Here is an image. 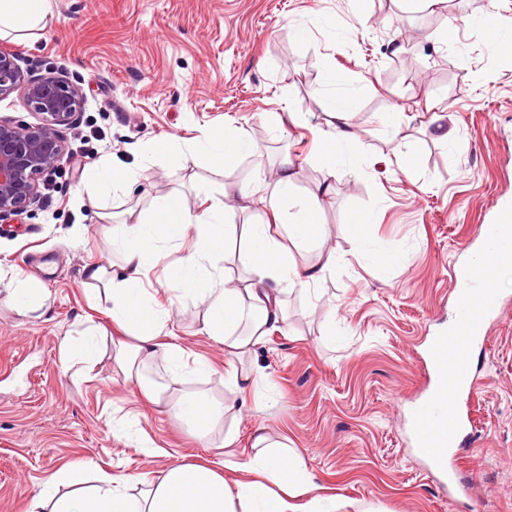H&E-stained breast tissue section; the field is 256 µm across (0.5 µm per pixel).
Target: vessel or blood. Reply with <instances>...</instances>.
I'll use <instances>...</instances> for the list:
<instances>
[{
    "label": "vessel or blood",
    "instance_id": "1",
    "mask_svg": "<svg viewBox=\"0 0 512 512\" xmlns=\"http://www.w3.org/2000/svg\"><path fill=\"white\" fill-rule=\"evenodd\" d=\"M480 237L485 248L482 257L450 270L458 296L456 318L448 329L429 340L431 384L413 403L410 413L416 444L433 472L448 482V497L452 500L462 490L456 487V475L448 468V455L467 425L457 404L463 395L473 394L477 389L472 353L486 336L499 308L489 269L512 261V204L505 203L496 209L490 223L482 225Z\"/></svg>",
    "mask_w": 512,
    "mask_h": 512
}]
</instances>
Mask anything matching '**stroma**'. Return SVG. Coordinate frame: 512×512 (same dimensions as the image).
I'll list each match as a JSON object with an SVG mask.
<instances>
[{
    "label": "stroma",
    "instance_id": "35a3bbf8",
    "mask_svg": "<svg viewBox=\"0 0 512 512\" xmlns=\"http://www.w3.org/2000/svg\"><path fill=\"white\" fill-rule=\"evenodd\" d=\"M52 4L44 30L0 40L22 69L66 75L84 102L63 132L71 156L39 206L0 221V281L33 276L48 294L38 318L0 302V512H25L44 479L74 461L93 478H153L172 463L222 459L233 487L250 478L244 465L259 427L302 457L335 512H512V276L498 278L503 308L473 358L482 386L469 403L470 439L453 451L470 498L449 507L408 422L426 382L427 340L455 314L448 266L478 246L495 205L512 202V55L474 23L489 14L512 30V0H442L432 10L410 0ZM331 69L346 82L328 84ZM334 96L354 98L360 148L331 179L313 158ZM275 110L294 114L284 130L265 123ZM442 126L456 130L459 148L437 140ZM224 127L248 138L253 153L221 172L183 161L186 143ZM398 143L418 147L413 176L398 168ZM287 158L299 166L294 195H319L326 228L294 260L308 268L332 253L336 265L310 289L283 293V326L237 361L260 372L255 386L225 384L224 348L201 332L210 297L182 294L173 276L194 239L167 245L145 272V286L171 309L172 337L212 367L188 377L186 389L228 407L210 435L144 404L114 371L110 340L95 365L66 360L63 341L104 321L109 302L89 296L83 271L120 264L111 225L131 210L149 216L171 194L201 212L242 187L260 199L232 200L225 223H264L267 175ZM112 166L137 170L136 182L109 195L90 189L93 171ZM363 211L373 216L367 237L397 250L396 262L359 257L349 217ZM116 420L131 429L113 432Z\"/></svg>",
    "mask_w": 512,
    "mask_h": 512
}]
</instances>
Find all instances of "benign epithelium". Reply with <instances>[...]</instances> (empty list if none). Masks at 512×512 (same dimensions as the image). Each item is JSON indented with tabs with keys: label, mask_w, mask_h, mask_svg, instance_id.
<instances>
[{
	"label": "benign epithelium",
	"mask_w": 512,
	"mask_h": 512,
	"mask_svg": "<svg viewBox=\"0 0 512 512\" xmlns=\"http://www.w3.org/2000/svg\"><path fill=\"white\" fill-rule=\"evenodd\" d=\"M19 93L41 116L35 125L0 121V219L27 210L41 197L40 180L68 152L61 128L82 109L79 91L61 73L24 77L14 52L0 49V99Z\"/></svg>",
	"instance_id": "benign-epithelium-1"
}]
</instances>
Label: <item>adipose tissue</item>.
<instances>
[{"mask_svg":"<svg viewBox=\"0 0 512 512\" xmlns=\"http://www.w3.org/2000/svg\"><path fill=\"white\" fill-rule=\"evenodd\" d=\"M51 16V0H0V38L30 37L46 28ZM326 109L333 123L331 129L321 132L325 146L314 160L332 178L344 154L355 150L350 124L354 104L349 98H332L327 100ZM252 149L249 139L227 129L205 134L192 143L183 158L188 163L200 158L212 169L221 170ZM296 176L293 162L284 161L268 200L271 208L285 212L286 225L251 224L240 230L225 223L226 203H215L196 214L179 196L170 195L151 218L132 214L114 225L112 242L123 256L118 269L92 264L84 270L91 293L112 301L107 317L121 335L113 355L118 371L136 384L151 405L166 406L198 433H207L223 420L226 407L223 401L201 391L177 393L187 369L203 376L210 367L189 363L180 346L161 342L171 311L158 305L144 288L142 272L160 258L165 244L194 236L195 249L182 260L176 276L185 292H200L204 284L201 272L207 262L225 248L230 238L239 237L240 260L251 278L242 288L210 289L212 302L202 331L223 345L225 353L244 355L284 320L281 294L317 278L316 273L299 269L289 252L290 247H305L325 234L318 200L291 201L290 189ZM245 321L250 324L248 333H238V326ZM159 358L166 362L168 371L162 383L147 380L144 375ZM255 445L257 451L245 465L253 479L234 490L215 465L180 462L146 481L134 496L128 492L132 477L104 473L92 486L85 464L75 461L43 482L26 512H329L319 498L313 497L315 478L298 455L287 447H271L261 432L255 435ZM304 494L308 502L305 507H297L296 497Z\"/></svg>","mask_w":512,"mask_h":512,"instance_id":"ef3b65f1","label":"adipose tissue"}]
</instances>
